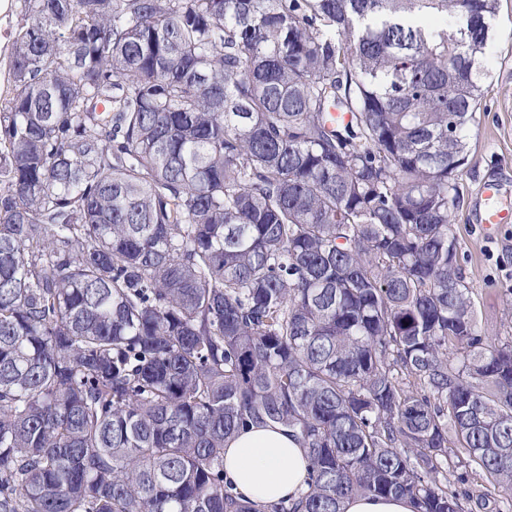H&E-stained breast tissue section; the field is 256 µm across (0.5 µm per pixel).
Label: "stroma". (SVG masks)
I'll use <instances>...</instances> for the list:
<instances>
[{
    "instance_id": "35a3bbf8",
    "label": "stroma",
    "mask_w": 512,
    "mask_h": 512,
    "mask_svg": "<svg viewBox=\"0 0 512 512\" xmlns=\"http://www.w3.org/2000/svg\"><path fill=\"white\" fill-rule=\"evenodd\" d=\"M22 22L21 0H0V101L9 97L8 56ZM488 75L474 116L467 160L455 173L459 197L452 228L460 245L458 264L473 292L474 314L485 335L512 339V223L486 233L480 222L483 184L500 188L512 206V0H499L487 46ZM472 500L464 512H512V494L477 466L468 468Z\"/></svg>"
}]
</instances>
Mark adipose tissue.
Returning <instances> with one entry per match:
<instances>
[{
	"mask_svg": "<svg viewBox=\"0 0 512 512\" xmlns=\"http://www.w3.org/2000/svg\"><path fill=\"white\" fill-rule=\"evenodd\" d=\"M303 448L286 431L251 426L224 450V476L243 498L276 502L297 497L308 473Z\"/></svg>",
	"mask_w": 512,
	"mask_h": 512,
	"instance_id": "adipose-tissue-1",
	"label": "adipose tissue"
}]
</instances>
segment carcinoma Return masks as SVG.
Returning a JSON list of instances; mask_svg holds the SVG:
<instances>
[{
  "label": "carcinoma",
  "instance_id": "1",
  "mask_svg": "<svg viewBox=\"0 0 512 512\" xmlns=\"http://www.w3.org/2000/svg\"><path fill=\"white\" fill-rule=\"evenodd\" d=\"M497 4L23 0L0 512H463L450 433L512 488V341L481 335L451 224ZM250 425L305 449L297 498L225 484ZM344 510L345 512H416V506L407 497L358 495L346 501Z\"/></svg>",
  "mask_w": 512,
  "mask_h": 512
}]
</instances>
